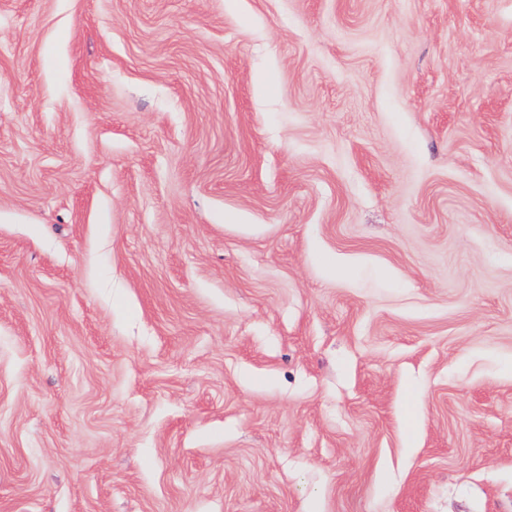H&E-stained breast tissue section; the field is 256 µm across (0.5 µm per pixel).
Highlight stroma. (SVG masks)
I'll list each match as a JSON object with an SVG mask.
<instances>
[{"instance_id": "35a3bbf8", "label": "stroma", "mask_w": 512, "mask_h": 512, "mask_svg": "<svg viewBox=\"0 0 512 512\" xmlns=\"http://www.w3.org/2000/svg\"><path fill=\"white\" fill-rule=\"evenodd\" d=\"M0 512H512V0H0Z\"/></svg>"}]
</instances>
